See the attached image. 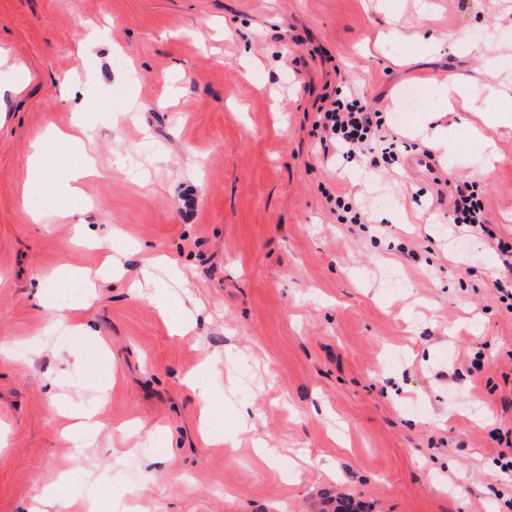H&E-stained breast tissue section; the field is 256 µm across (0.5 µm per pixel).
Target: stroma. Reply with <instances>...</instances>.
I'll return each mask as SVG.
<instances>
[{
  "mask_svg": "<svg viewBox=\"0 0 512 512\" xmlns=\"http://www.w3.org/2000/svg\"><path fill=\"white\" fill-rule=\"evenodd\" d=\"M428 2L0 0V512L45 494L93 512H512V313L492 286L512 131L486 178L471 136L477 111L512 109V0ZM393 22L405 39L378 40ZM455 75L479 81L441 110ZM351 88L398 137L393 161L323 152L320 114ZM78 100L82 151L47 134ZM427 112L453 159L412 136ZM89 157L102 248L53 219ZM453 181L489 233L455 223ZM110 255L128 278L159 263L138 294L108 278L79 308L57 267ZM102 385L104 427L75 460L57 409Z\"/></svg>",
  "mask_w": 512,
  "mask_h": 512,
  "instance_id": "1",
  "label": "stroma"
}]
</instances>
